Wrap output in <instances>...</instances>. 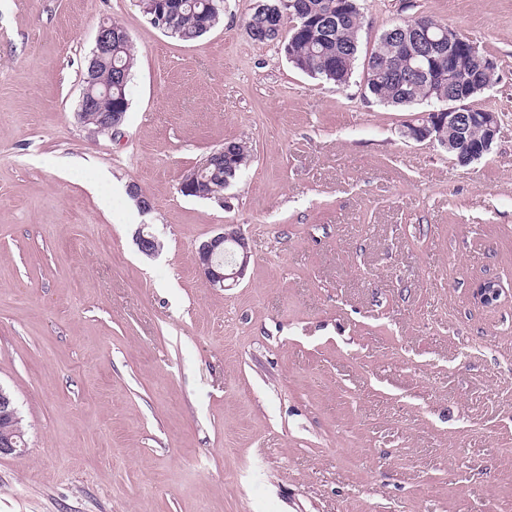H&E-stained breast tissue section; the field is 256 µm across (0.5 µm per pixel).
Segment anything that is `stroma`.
<instances>
[{"instance_id": "stroma-1", "label": "stroma", "mask_w": 512, "mask_h": 512, "mask_svg": "<svg viewBox=\"0 0 512 512\" xmlns=\"http://www.w3.org/2000/svg\"><path fill=\"white\" fill-rule=\"evenodd\" d=\"M253 3L184 42L136 0H0V387L28 444L0 512H512V0H359L362 50L422 15L494 60L499 132L466 166L403 136L433 103L253 43ZM104 20L135 66L93 137ZM229 140L253 156L223 200L183 196ZM227 226L250 261L214 288L196 249ZM112 28H115L118 32L125 30L121 25L114 22H110V24L103 23L98 27L94 47L88 59L87 72L84 77V88L79 101L77 116L84 125L85 123H93L97 126V130L113 134L123 125L129 108L128 106L124 112H113L114 108L119 105L122 97L129 101V83L122 89L120 82L116 78L122 74L131 78L135 58L131 49L130 39H116V37L113 39ZM107 56L112 57V64L101 65L99 77L102 83L112 85V93L108 97L103 96V86L100 85L96 90L97 98L93 89L97 82V66ZM111 108L112 110L109 111Z\"/></svg>"}]
</instances>
